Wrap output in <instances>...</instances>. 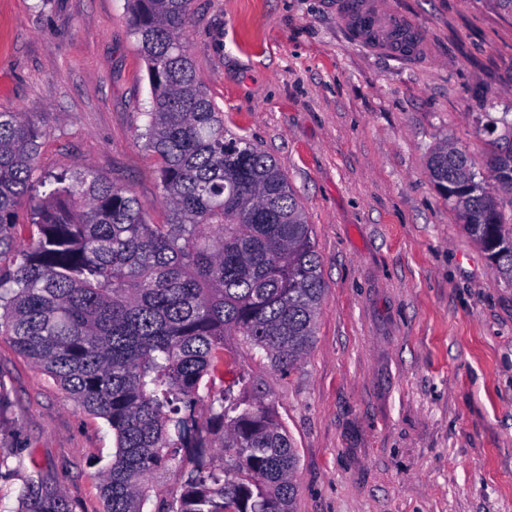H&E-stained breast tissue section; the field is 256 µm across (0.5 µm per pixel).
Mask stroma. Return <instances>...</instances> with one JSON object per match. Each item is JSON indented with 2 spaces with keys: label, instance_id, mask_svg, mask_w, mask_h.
I'll return each mask as SVG.
<instances>
[{
  "label": "stroma",
  "instance_id": "obj_1",
  "mask_svg": "<svg viewBox=\"0 0 512 512\" xmlns=\"http://www.w3.org/2000/svg\"><path fill=\"white\" fill-rule=\"evenodd\" d=\"M411 55L349 37L336 0H192L186 42L225 128L276 159L313 228L324 294L290 375L228 340L299 454L294 512H512V286L436 189L446 142L484 169L512 113L501 0H380ZM152 95L127 0H0V111L39 115L35 181L89 165L162 224L138 131ZM0 448L102 508L105 419L0 335Z\"/></svg>",
  "mask_w": 512,
  "mask_h": 512
}]
</instances>
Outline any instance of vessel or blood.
Listing matches in <instances>:
<instances>
[{"label": "vessel or blood", "instance_id": "1", "mask_svg": "<svg viewBox=\"0 0 512 512\" xmlns=\"http://www.w3.org/2000/svg\"><path fill=\"white\" fill-rule=\"evenodd\" d=\"M342 10L362 43L376 50L394 48L400 41L417 39L416 28L398 18L383 15L374 0H342Z\"/></svg>", "mask_w": 512, "mask_h": 512}]
</instances>
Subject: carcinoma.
Masks as SVG:
<instances>
[{
	"mask_svg": "<svg viewBox=\"0 0 512 512\" xmlns=\"http://www.w3.org/2000/svg\"><path fill=\"white\" fill-rule=\"evenodd\" d=\"M152 109L140 136L157 160L164 224L130 187L90 169L33 173L36 112H0V335L53 377L66 397L112 427L101 512H143L157 476L186 471L155 512H294L299 456L226 341L237 336L291 373L313 345L324 293L312 228L276 160L224 129L185 39L191 0H127ZM484 131L490 155L512 147V119ZM428 168L496 277L512 285V218L446 143ZM512 194V154L490 168ZM29 202L37 237L14 234ZM209 400L195 416L200 388ZM233 452L231 468L209 463ZM25 457L0 450V468ZM18 512H82L40 471L25 476Z\"/></svg>",
	"mask_w": 512,
	"mask_h": 512,
	"instance_id": "carcinoma-1",
	"label": "carcinoma"
}]
</instances>
